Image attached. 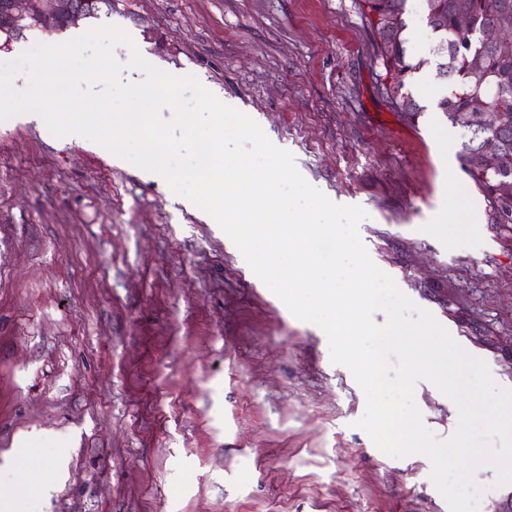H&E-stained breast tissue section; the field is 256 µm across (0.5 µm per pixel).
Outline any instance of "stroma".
I'll list each match as a JSON object with an SVG mask.
<instances>
[{
  "label": "stroma",
  "instance_id": "35a3bbf8",
  "mask_svg": "<svg viewBox=\"0 0 512 512\" xmlns=\"http://www.w3.org/2000/svg\"><path fill=\"white\" fill-rule=\"evenodd\" d=\"M140 56L252 115L375 265L512 389V229L461 170L470 133L381 92L358 0H114ZM166 182L45 122L0 121V458L32 439L49 492L16 512H449L427 458L380 451L365 396L217 225ZM456 221H449L451 209ZM438 438L457 409L415 387Z\"/></svg>",
  "mask_w": 512,
  "mask_h": 512
}]
</instances>
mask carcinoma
Here are the masks:
<instances>
[{"label": "carcinoma", "mask_w": 512, "mask_h": 512, "mask_svg": "<svg viewBox=\"0 0 512 512\" xmlns=\"http://www.w3.org/2000/svg\"><path fill=\"white\" fill-rule=\"evenodd\" d=\"M408 0H359L368 21L387 17L393 24L376 30L384 47L377 48L384 69L396 71L394 86L382 84V92L395 108L409 116L421 111L407 89L423 59L412 58L405 31ZM512 15V0H430L427 25L433 35V53L440 58L437 76L449 83L450 91L440 99L441 111L449 119L459 112L472 113L483 126L470 133L461 155V166L483 195L494 224H503L495 206L499 180L512 179V54L503 55L483 40L482 33ZM497 137L493 162L485 164L482 151L487 133Z\"/></svg>", "instance_id": "obj_1"}]
</instances>
